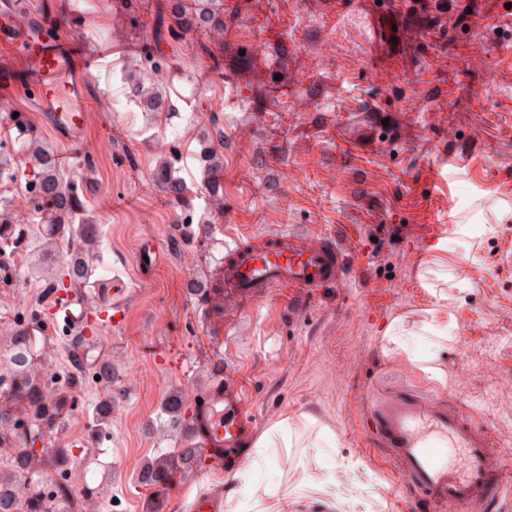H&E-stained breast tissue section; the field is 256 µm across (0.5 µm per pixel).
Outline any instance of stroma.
Returning <instances> with one entry per match:
<instances>
[{
	"label": "stroma",
	"mask_w": 512,
	"mask_h": 512,
	"mask_svg": "<svg viewBox=\"0 0 512 512\" xmlns=\"http://www.w3.org/2000/svg\"><path fill=\"white\" fill-rule=\"evenodd\" d=\"M75 1L89 25L70 20ZM26 3L114 59L88 86L97 105L80 145L25 97L0 104L12 161L30 129L51 145L50 165L68 170L77 148L90 152L82 288L90 308L104 301L100 282L125 309L120 325L90 323L96 340L73 370L45 285L56 236L23 182L0 178V215L21 235L0 255V365L15 329H38L33 366L67 399L41 434L66 462L39 485L80 475L63 512H188L216 489L224 512H412L387 455L366 445L378 389L453 402L512 454V0H208L206 28L192 26L189 0ZM476 55L485 68H471ZM156 92L172 111L145 108ZM244 124L254 133L241 139ZM164 174L180 195L163 192ZM290 224L335 240L340 283L249 306L214 345L200 286L225 243ZM227 368L243 377L259 432L287 421L290 447L254 449L246 474L203 459L176 487L142 485L159 457L191 445L169 400L192 407ZM107 402L111 422L97 426Z\"/></svg>",
	"instance_id": "1"
}]
</instances>
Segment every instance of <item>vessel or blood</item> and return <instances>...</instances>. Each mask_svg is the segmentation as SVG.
Listing matches in <instances>:
<instances>
[{
    "label": "vessel or blood",
    "instance_id": "vessel-or-blood-1",
    "mask_svg": "<svg viewBox=\"0 0 512 512\" xmlns=\"http://www.w3.org/2000/svg\"><path fill=\"white\" fill-rule=\"evenodd\" d=\"M22 0H0V46L20 56L23 74L0 70V98L28 86L46 112L48 126L65 142L76 141L88 114L85 82L111 68V58L64 40L47 38L53 18L13 25ZM342 264L334 240L317 230L302 234L283 228L253 235L224 247V255L204 297L214 325L233 321L250 305L283 289L315 292L334 287ZM51 314L67 331L86 328L88 302L80 294L56 298ZM187 431L204 455L221 461L225 449H238V469L251 471L249 446L255 421L243 384L232 375L212 381L200 394ZM376 441L412 490L421 512H494L512 487V458L497 448L489 430L456 405L445 406L427 395L386 392L371 404Z\"/></svg>",
    "mask_w": 512,
    "mask_h": 512
}]
</instances>
